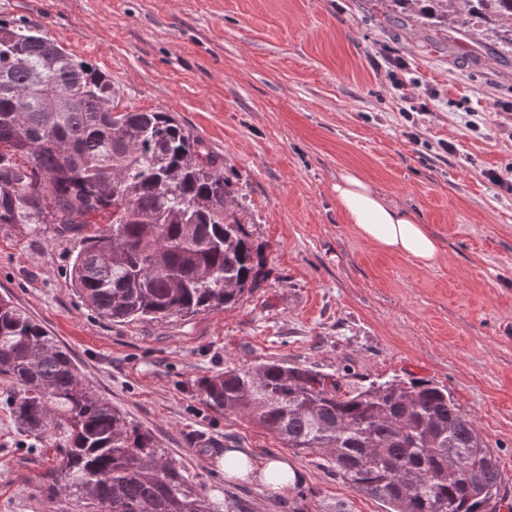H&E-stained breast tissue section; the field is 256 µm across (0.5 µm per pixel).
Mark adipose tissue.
<instances>
[{
  "mask_svg": "<svg viewBox=\"0 0 512 512\" xmlns=\"http://www.w3.org/2000/svg\"><path fill=\"white\" fill-rule=\"evenodd\" d=\"M333 191L345 223L351 224L364 239L386 252L414 258L426 266L437 262L440 247L436 237L425 225L386 203L364 176L354 172L341 174ZM224 456L243 461L244 467L236 471V478L253 479L276 492L287 491L295 476L284 458L256 459L238 448L226 449Z\"/></svg>",
  "mask_w": 512,
  "mask_h": 512,
  "instance_id": "adipose-tissue-1",
  "label": "adipose tissue"
}]
</instances>
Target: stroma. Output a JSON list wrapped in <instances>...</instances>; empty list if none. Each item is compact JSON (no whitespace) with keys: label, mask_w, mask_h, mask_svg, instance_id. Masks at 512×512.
Segmentation results:
<instances>
[{"label":"stroma","mask_w":512,"mask_h":512,"mask_svg":"<svg viewBox=\"0 0 512 512\" xmlns=\"http://www.w3.org/2000/svg\"><path fill=\"white\" fill-rule=\"evenodd\" d=\"M111 77L119 109L172 115L224 157L264 259L262 288L235 306L114 323L79 298L80 237L0 229V296L64 348L81 380L150 431L237 512H384L316 456L238 415L211 410L201 378L275 359L346 384L414 376L448 387L497 445L512 479V56L400 24L380 0H0ZM402 58L403 89L385 57ZM427 111L406 116L404 95ZM452 143L444 151L443 143ZM359 171L440 244L434 265L381 250L345 224L331 186ZM0 408V512H55L60 461ZM287 457L288 491L224 475V451Z\"/></svg>","instance_id":"stroma-1"}]
</instances>
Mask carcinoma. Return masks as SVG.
I'll return each instance as SVG.
<instances>
[{
    "label": "carcinoma",
    "instance_id": "obj_1",
    "mask_svg": "<svg viewBox=\"0 0 512 512\" xmlns=\"http://www.w3.org/2000/svg\"><path fill=\"white\" fill-rule=\"evenodd\" d=\"M413 22L512 53V0H387ZM112 79L26 23L0 19V227L81 234L70 276L101 318L161 321L236 305L263 284L224 157L165 112L117 111ZM107 220L103 229L85 231ZM0 380L16 426L48 438L52 494L78 512H231L147 430L82 382L69 353L0 297ZM207 405L316 454L385 512H501L498 457L448 387L424 378L344 387L264 361L202 378Z\"/></svg>",
    "mask_w": 512,
    "mask_h": 512
}]
</instances>
